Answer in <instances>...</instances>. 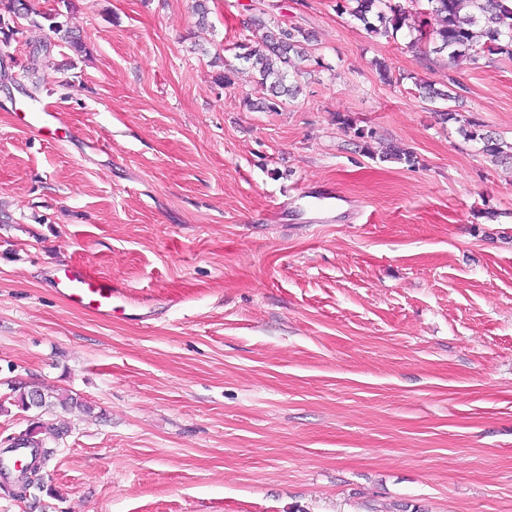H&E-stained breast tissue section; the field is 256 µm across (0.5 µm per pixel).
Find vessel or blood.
<instances>
[{
    "mask_svg": "<svg viewBox=\"0 0 512 512\" xmlns=\"http://www.w3.org/2000/svg\"><path fill=\"white\" fill-rule=\"evenodd\" d=\"M24 120L28 127L42 131L58 124L60 117L43 106L26 112ZM56 292L68 303L105 318L111 316L113 303L125 301L128 296L127 290L112 279L87 276L82 267L74 264L64 265Z\"/></svg>",
    "mask_w": 512,
    "mask_h": 512,
    "instance_id": "obj_1",
    "label": "vessel or blood"
}]
</instances>
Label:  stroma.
Returning a JSON list of instances; mask_svg holds the SVG:
<instances>
[{
  "instance_id": "obj_1",
  "label": "stroma",
  "mask_w": 512,
  "mask_h": 512,
  "mask_svg": "<svg viewBox=\"0 0 512 512\" xmlns=\"http://www.w3.org/2000/svg\"><path fill=\"white\" fill-rule=\"evenodd\" d=\"M30 4L0 37V449L70 432L0 512H512V167L419 93L511 143L512 60L449 66L337 0ZM64 5L85 54L35 25ZM253 8L314 36L275 112L233 50ZM45 104L52 139L16 117ZM68 263L133 304L71 308ZM16 395L14 396L15 406L22 409H46L55 405L56 403L67 410H78L81 413H91L92 406L87 402L80 400L72 395L60 394L53 392H44L40 390H26L25 387H18L14 389ZM66 432L67 430L64 431V428H47L39 422H32L29 428L21 433L19 437H15L14 440H16V443L11 446L12 450L14 448H27L31 459L33 456L38 459L37 464L24 472L18 480L20 493L17 498H26L27 492L32 488H37L39 490L43 488L40 477H38V471L41 465L45 464V462L49 460L52 453L50 451L51 449L47 446L48 439H53L54 441L62 439V436L65 435Z\"/></svg>"
}]
</instances>
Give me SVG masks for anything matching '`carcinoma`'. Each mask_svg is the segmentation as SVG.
Segmentation results:
<instances>
[{
    "instance_id": "1",
    "label": "carcinoma",
    "mask_w": 512,
    "mask_h": 512,
    "mask_svg": "<svg viewBox=\"0 0 512 512\" xmlns=\"http://www.w3.org/2000/svg\"><path fill=\"white\" fill-rule=\"evenodd\" d=\"M417 13L436 18L437 26L428 29L420 24L411 33V46L422 55L447 53L448 63L456 64L465 59L476 64L482 58L503 56L512 59V0H411ZM383 9L375 12L376 5ZM340 7L364 24L366 29L386 37L396 35L405 25L406 11L392 0H340ZM48 31L67 42L77 52L85 47L80 36L68 24L58 20V15H43ZM254 29L262 32L261 40L255 44H238L243 50L239 57L250 62L265 81H270L273 96L293 95L298 87L285 85L288 68L293 66L291 55L307 57L304 44L311 42L312 35L297 26L267 17L264 12L250 16ZM464 135L471 141L482 143V152L494 162L512 160V145L506 147L491 135L481 132V124L468 120ZM17 406L30 409H46L55 404L67 410L89 413L92 406L68 394L28 390L22 386L15 389ZM66 431L47 428L38 422L30 424L16 438L15 448H26L37 464L24 472L19 479L20 493L24 499L32 488L42 489L38 471L49 460L51 451L48 440H59Z\"/></svg>"
}]
</instances>
